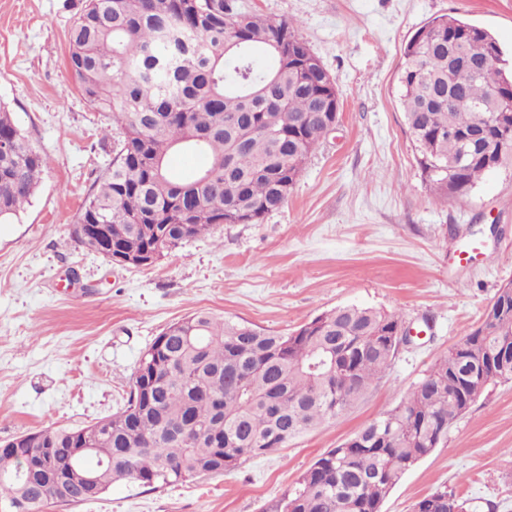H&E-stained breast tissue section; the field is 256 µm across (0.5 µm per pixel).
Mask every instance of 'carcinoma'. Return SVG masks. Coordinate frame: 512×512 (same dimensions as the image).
Returning a JSON list of instances; mask_svg holds the SVG:
<instances>
[{"label":"carcinoma","instance_id":"1","mask_svg":"<svg viewBox=\"0 0 512 512\" xmlns=\"http://www.w3.org/2000/svg\"><path fill=\"white\" fill-rule=\"evenodd\" d=\"M290 20L233 11L226 0H85L68 33L67 65L87 101L119 127L112 159L84 201L80 224L109 225L125 255L162 256L215 224H258L280 210L340 107L336 80L302 41L284 58ZM267 54L273 67L258 66ZM401 102L419 165L444 196H458L512 155V67L491 33L440 15L406 44ZM466 100L448 104V94ZM482 125L490 139L468 138ZM0 222L17 215L47 157L0 104ZM207 164L187 182L169 156ZM390 311H326L287 334L196 312L165 328L143 353L125 408L104 420L94 451L100 495L132 480L175 485L235 470L345 415L388 369ZM495 368L512 380V284L485 319L448 350L395 409L321 454L274 512H382L407 471L447 439L469 410L467 375ZM68 429L37 431L59 466L75 461ZM76 504L38 477L0 480V504L35 512ZM414 512H467L436 491Z\"/></svg>","mask_w":512,"mask_h":512}]
</instances>
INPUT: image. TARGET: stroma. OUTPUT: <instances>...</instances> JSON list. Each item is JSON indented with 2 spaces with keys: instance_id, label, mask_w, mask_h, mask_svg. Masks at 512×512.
<instances>
[{
  "instance_id": "stroma-1",
  "label": "stroma",
  "mask_w": 512,
  "mask_h": 512,
  "mask_svg": "<svg viewBox=\"0 0 512 512\" xmlns=\"http://www.w3.org/2000/svg\"><path fill=\"white\" fill-rule=\"evenodd\" d=\"M233 3L296 21L336 79V126L262 223L218 224L154 265L122 267L72 235L117 133L68 71L67 32L82 0H0V103L50 159L29 204L0 223V443L121 411L141 354L197 311L290 333L354 304L395 312L419 336L347 415L286 448L224 475L118 482L100 499L40 512H269L321 453L399 405L512 282V157L444 198L418 164L398 82L405 45L441 14L489 29L512 58V0ZM474 245L488 261L458 265L456 251ZM439 490L470 512H512V381L485 390L383 512H413Z\"/></svg>"
}]
</instances>
